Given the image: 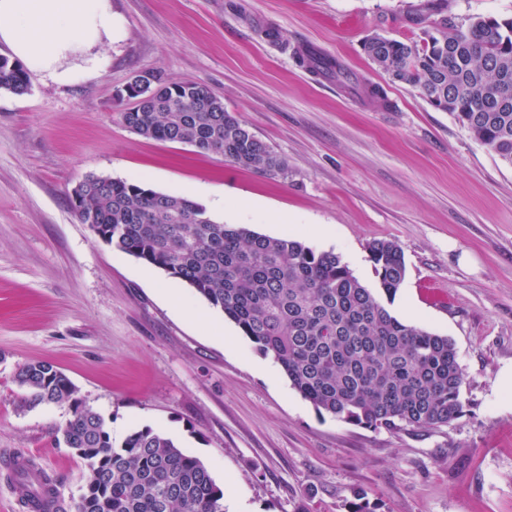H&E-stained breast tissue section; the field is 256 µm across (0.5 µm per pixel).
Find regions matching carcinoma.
I'll list each match as a JSON object with an SVG mask.
<instances>
[{
    "mask_svg": "<svg viewBox=\"0 0 512 512\" xmlns=\"http://www.w3.org/2000/svg\"><path fill=\"white\" fill-rule=\"evenodd\" d=\"M447 0H429L409 16L416 40L369 35L363 50L392 80L418 89L502 162L512 165V18L448 19ZM302 66L354 82L342 66L310 49ZM158 83L122 121L141 136L188 144L240 167L284 171L287 162L204 84ZM25 67L0 57V91L28 92ZM71 198L79 221L102 242L178 279L224 312L321 415L366 429H433L464 413L465 373L455 344L388 309L406 276L392 240L368 244L377 281L368 285L341 256L245 226L220 224L188 198L89 173ZM15 382L28 407L68 403L66 447L89 461L72 512H224V491L197 457L151 427L112 440L105 419L76 397L54 365H20ZM345 512H382L355 489Z\"/></svg>",
    "mask_w": 512,
    "mask_h": 512,
    "instance_id": "carcinoma-1",
    "label": "carcinoma"
}]
</instances>
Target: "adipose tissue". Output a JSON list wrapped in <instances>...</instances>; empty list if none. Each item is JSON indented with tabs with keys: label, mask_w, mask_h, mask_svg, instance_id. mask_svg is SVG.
<instances>
[{
	"label": "adipose tissue",
	"mask_w": 512,
	"mask_h": 512,
	"mask_svg": "<svg viewBox=\"0 0 512 512\" xmlns=\"http://www.w3.org/2000/svg\"><path fill=\"white\" fill-rule=\"evenodd\" d=\"M124 35L112 0H0V43L29 72L69 85L100 75Z\"/></svg>",
	"instance_id": "adipose-tissue-1"
}]
</instances>
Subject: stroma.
Instances as JSON below:
<instances>
[{
  "label": "stroma",
  "mask_w": 512,
  "mask_h": 512,
  "mask_svg": "<svg viewBox=\"0 0 512 512\" xmlns=\"http://www.w3.org/2000/svg\"><path fill=\"white\" fill-rule=\"evenodd\" d=\"M426 0H112L123 39L99 77L0 92V462L34 455L65 501L86 462L57 439L69 404L23 407L18 365L47 360L114 441L149 426L208 467L224 512H342L361 488L386 512H512V166L362 50L414 37ZM309 46L384 101L300 66ZM162 69L199 82L288 169L259 172L125 126L116 92ZM95 173L191 195L220 223L340 255L394 240L391 312L454 342L465 412L433 430H372L316 409L185 283L111 248L74 215ZM223 198V209L213 207Z\"/></svg>",
  "instance_id": "1"
}]
</instances>
